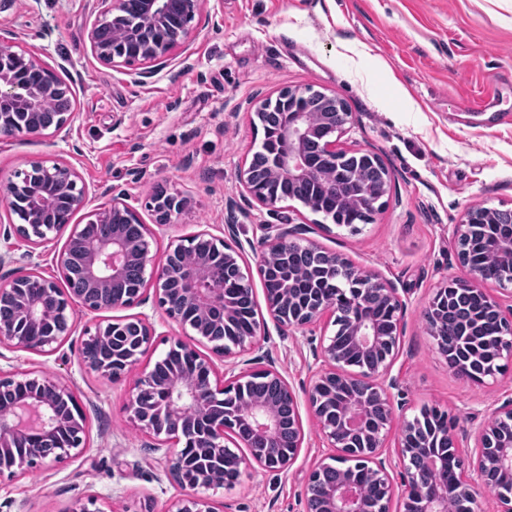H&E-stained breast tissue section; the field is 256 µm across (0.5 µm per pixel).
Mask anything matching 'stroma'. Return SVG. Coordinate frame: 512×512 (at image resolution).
Wrapping results in <instances>:
<instances>
[{"label": "stroma", "mask_w": 512, "mask_h": 512, "mask_svg": "<svg viewBox=\"0 0 512 512\" xmlns=\"http://www.w3.org/2000/svg\"><path fill=\"white\" fill-rule=\"evenodd\" d=\"M341 12L344 22L332 15ZM207 20L162 69L114 70L91 54L93 0H0V33H11L69 82L76 115L61 132L0 141V178L48 158L73 164L87 210L108 207L113 189L153 225L163 264L171 242L200 230L223 236L251 272L258 311L264 282L253 242L269 223L243 197L238 171L263 134L255 110L282 88H309L343 99L353 123L339 145L379 154L393 181L382 208L359 231L337 226L299 202H282L279 221L307 224L324 249L375 270L406 303L400 353L391 374L401 383L398 421L425 407L447 412L460 451H475L495 408L512 398V360L495 376L458 377L427 332L424 313L439 286L463 277L449 229L475 207L512 208V0H208ZM184 193L191 206L154 226L155 186ZM234 232H227V225ZM57 244L19 237L0 251L58 279ZM156 336L142 357L154 365L183 330L153 304L134 306ZM79 315L69 338L50 353L0 346V372L41 371L68 384L87 420L83 453L0 482V512H73L95 497L103 512H167L187 494L166 476L160 441L133 429L125 407L136 373L110 379L81 361ZM330 319L280 332L267 324L259 343L293 387L311 376L312 349L333 335ZM304 440L285 471L243 467L231 487L208 490L215 512H304L302 493L329 452L307 405Z\"/></svg>", "instance_id": "1"}]
</instances>
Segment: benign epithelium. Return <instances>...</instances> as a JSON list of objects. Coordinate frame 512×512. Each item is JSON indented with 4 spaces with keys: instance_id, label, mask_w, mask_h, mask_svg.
Listing matches in <instances>:
<instances>
[{
    "instance_id": "7a95c632",
    "label": "benign epithelium",
    "mask_w": 512,
    "mask_h": 512,
    "mask_svg": "<svg viewBox=\"0 0 512 512\" xmlns=\"http://www.w3.org/2000/svg\"><path fill=\"white\" fill-rule=\"evenodd\" d=\"M96 16L88 30L91 54L111 68L133 66L147 69L168 64L174 51L197 33L206 0H94ZM276 100L288 102V113L268 146L266 177L260 179L252 161L239 170L241 192L258 206L277 214L282 198L271 185L286 180L294 190L310 193L299 200L318 212L317 193L342 197L345 179L329 185L323 169L337 154L341 137L353 122L344 101L309 88H283L276 99L262 102L264 111ZM75 116V95L58 73L29 51L0 35V140L37 138L56 132ZM372 167L385 172L382 181L360 194L361 209L373 217L380 200L389 194L392 178L382 158L361 152ZM79 173L68 162L51 159L20 170L0 180V201L20 220L9 225L6 237L17 235L34 247L64 240L55 256L56 267L66 287L41 276L26 263L0 277V344L26 351L52 352L71 335L75 306L89 314L143 305L148 300L167 319L190 330V340H178L171 350L191 357L189 367L161 371V361L144 368L135 382L126 410L130 423L170 443L168 475L194 493L172 502L168 512H214L209 498L197 488L223 483L224 465L235 469L246 459L232 451L226 440L238 423L248 427L245 447L251 460L269 471H285L295 461L303 442L299 416V393L274 367L267 355L258 353L256 337L264 322L258 320L252 335L231 346L212 339L217 328L231 326L237 298L224 292L229 275L238 279V294L253 296L250 275L239 263V253L224 239L207 230L178 240L169 247L166 263L154 265L151 248L156 238L147 225L132 238L123 225L139 223L126 203L125 193L112 195L109 207L93 211L84 224L74 217L86 206L85 188L78 186ZM189 196L164 186L154 188L149 208L159 226L189 208ZM512 209L480 207L465 213L454 226L452 239L457 260L466 276L438 288L424 320L439 351L448 355L441 337L448 335V312L462 295L482 297L485 313L499 328L498 357L512 354V311L502 310L488 294L490 283L471 263L470 243L475 228L482 242L500 259V288L512 286V236L499 232L498 217ZM259 274L265 276L271 261L288 259L293 247L320 258L324 268L343 270L349 283L360 286L361 295L349 302L331 301L311 293L301 301L294 288L266 291L267 312L281 330H305L323 316L342 323L348 341L336 344L330 336L313 351L319 366L309 384L302 387L308 407L334 453L319 460L304 488L306 512H390L393 484L382 457V448L395 421L391 390L399 382L389 377L398 356L406 303L391 282L381 274L355 265L336 252L324 251L306 238L307 224H262ZM387 310L383 324L368 309V301ZM482 320L469 316L456 349L455 373L475 379L474 366L483 353L478 338ZM81 358L86 368L108 378H119L138 364L153 344L155 329L148 315L139 313L106 322L98 319L86 332ZM206 346L224 360V373L217 374L213 360L198 346ZM385 351L376 362L363 364L356 373L347 371L354 352ZM250 354V367L236 371L235 358ZM261 373L276 391L266 399L249 397L245 408L231 412L224 407V393L234 391ZM353 388L342 403L325 390L336 383ZM87 422L75 392L53 377L30 371L3 375L0 372V479L25 475L46 461L61 462L78 457L86 446ZM432 446L448 449L456 457L458 473L453 485L437 478L447 467L432 454ZM459 435L454 428L433 440L420 439L413 424H403L398 443L402 465L401 487L404 512H455L459 500L474 501L476 486L496 490L512 484V399L498 406L481 431L473 455L458 452ZM340 477L323 481L329 468ZM367 468L379 491L378 506H371L365 488L347 472Z\"/></svg>"
}]
</instances>
